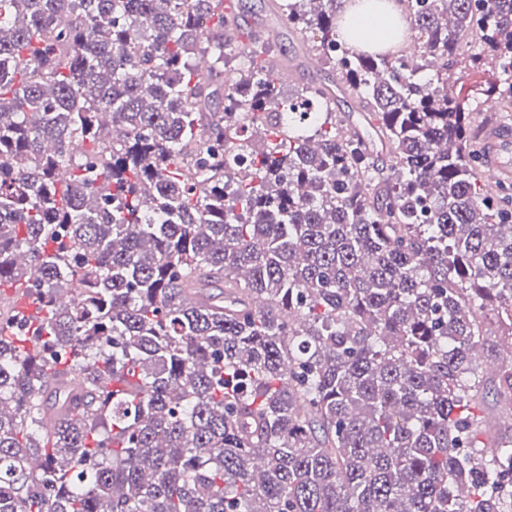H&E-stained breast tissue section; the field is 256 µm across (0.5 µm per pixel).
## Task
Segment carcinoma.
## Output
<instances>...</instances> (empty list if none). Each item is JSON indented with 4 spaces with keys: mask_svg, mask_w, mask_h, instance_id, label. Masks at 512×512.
I'll list each match as a JSON object with an SVG mask.
<instances>
[{
    "mask_svg": "<svg viewBox=\"0 0 512 512\" xmlns=\"http://www.w3.org/2000/svg\"><path fill=\"white\" fill-rule=\"evenodd\" d=\"M341 2L276 4L287 100L224 0H0V512H512V185L448 95L512 112V0H399L411 53ZM369 3L378 5L367 8ZM393 24L399 38H393ZM353 32V36L347 32ZM406 29L402 7L396 0H346L340 21L341 38L361 50L386 49L401 40ZM459 79L453 84V94L460 100H467L473 107L477 106L476 112H491L487 110L486 89L496 77V71L490 66L471 68L463 70L458 74Z\"/></svg>",
    "mask_w": 512,
    "mask_h": 512,
    "instance_id": "carcinoma-1",
    "label": "carcinoma"
}]
</instances>
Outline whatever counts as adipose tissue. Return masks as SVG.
<instances>
[{
	"instance_id": "1",
	"label": "adipose tissue",
	"mask_w": 512,
	"mask_h": 512,
	"mask_svg": "<svg viewBox=\"0 0 512 512\" xmlns=\"http://www.w3.org/2000/svg\"><path fill=\"white\" fill-rule=\"evenodd\" d=\"M340 26L346 43L374 50L394 45V31H405L406 22L398 0H345Z\"/></svg>"
}]
</instances>
